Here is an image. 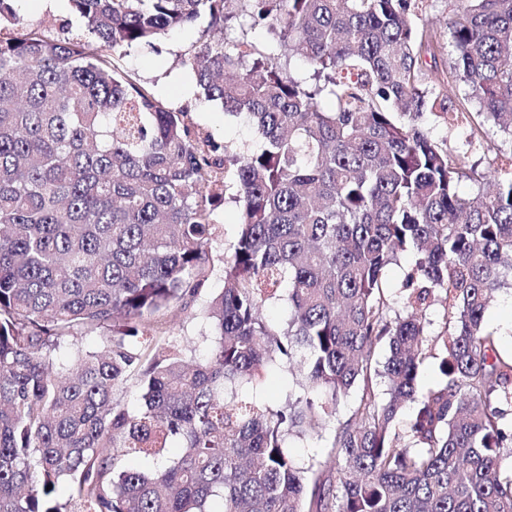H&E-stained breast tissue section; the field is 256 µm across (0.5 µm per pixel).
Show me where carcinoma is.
I'll return each instance as SVG.
<instances>
[{"instance_id": "carcinoma-1", "label": "carcinoma", "mask_w": 512, "mask_h": 512, "mask_svg": "<svg viewBox=\"0 0 512 512\" xmlns=\"http://www.w3.org/2000/svg\"><path fill=\"white\" fill-rule=\"evenodd\" d=\"M69 2L84 40L0 38V512H512V354L484 324L512 286V173L477 172L424 128L512 139V0H466L430 81L424 0ZM241 16L268 40L228 48ZM201 20L181 64L252 121V151L122 64ZM407 256L395 310L386 277ZM191 306L217 336L202 357L165 328ZM83 331L95 348L72 343ZM436 349L444 382L421 394ZM263 369L291 376L283 404L246 390ZM131 379L136 409L115 397ZM327 426L325 460L291 453ZM425 128L429 131L430 135L438 141L448 139V145L451 147H462V144L469 138L471 129L469 125L456 128L448 133V128L441 119L429 116L424 121ZM233 211L234 206L231 203H228L220 206L215 212L217 232L212 248L214 256L219 260L224 258V246L226 247L227 244L233 240L236 234V226L233 221Z\"/></svg>"}]
</instances>
